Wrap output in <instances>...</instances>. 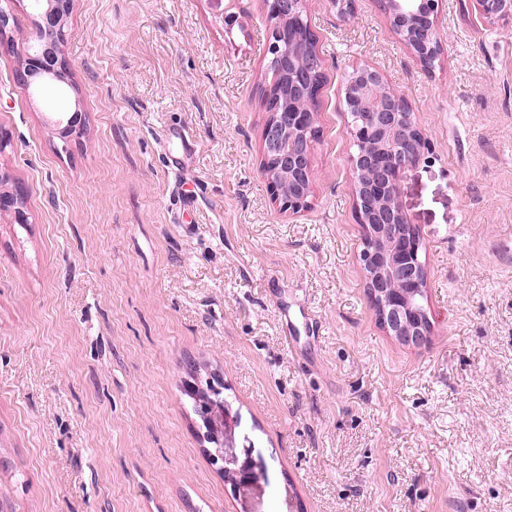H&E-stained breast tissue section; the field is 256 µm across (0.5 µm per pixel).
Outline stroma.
<instances>
[{
	"mask_svg": "<svg viewBox=\"0 0 512 512\" xmlns=\"http://www.w3.org/2000/svg\"><path fill=\"white\" fill-rule=\"evenodd\" d=\"M226 4L230 27L208 0H73L63 135L16 77L30 2L0 0V173L29 215L0 214V512H512V21L441 0L428 70L380 0H309L326 79L288 216L259 169L268 6ZM363 64L430 144L400 184L418 346L381 328L360 266L344 83ZM212 381L262 468L246 503L187 395Z\"/></svg>",
	"mask_w": 512,
	"mask_h": 512,
	"instance_id": "35a3bbf8",
	"label": "stroma"
}]
</instances>
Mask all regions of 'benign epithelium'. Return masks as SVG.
Returning <instances> with one entry per match:
<instances>
[{"label":"benign epithelium","mask_w":512,"mask_h":512,"mask_svg":"<svg viewBox=\"0 0 512 512\" xmlns=\"http://www.w3.org/2000/svg\"><path fill=\"white\" fill-rule=\"evenodd\" d=\"M32 24L38 32L22 43L24 65L21 83L34 84L32 65L44 48L60 49L71 0H30ZM307 0H266L268 5L269 65L276 76L288 81V100L283 102L273 83L265 90L266 120L262 130L260 171L279 203L280 211L292 215L308 208L314 183L311 165L313 142L318 136L317 110L324 64L316 51L302 64L289 66L286 48L304 36L300 25ZM476 8L489 21L512 20V0H475ZM389 30L419 60L442 53L438 34L439 0H381ZM346 92L347 132L357 150L349 157L353 178L354 208L362 224L360 259L370 302L381 327L398 341L418 346L431 333L432 321L424 306L411 296L422 294L427 280L420 258L416 229L405 223L400 205V181L404 172L427 150V141L406 101L376 68L360 65ZM8 176H0V213H9L19 224L28 223L24 190L4 188ZM222 469L238 493L248 494L256 482L251 452L234 448L224 439Z\"/></svg>","instance_id":"7a95c632"}]
</instances>
